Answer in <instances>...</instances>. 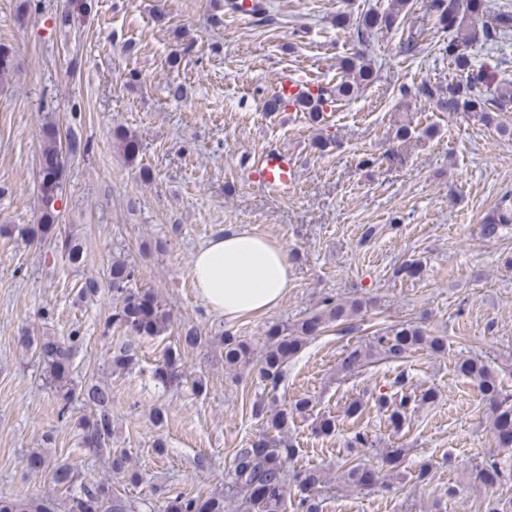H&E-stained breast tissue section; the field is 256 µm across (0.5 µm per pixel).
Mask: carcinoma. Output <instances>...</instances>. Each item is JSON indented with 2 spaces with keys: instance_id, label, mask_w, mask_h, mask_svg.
<instances>
[{
  "instance_id": "cac0c4a2",
  "label": "carcinoma",
  "mask_w": 512,
  "mask_h": 512,
  "mask_svg": "<svg viewBox=\"0 0 512 512\" xmlns=\"http://www.w3.org/2000/svg\"><path fill=\"white\" fill-rule=\"evenodd\" d=\"M408 0H393L391 8L382 13L367 14L356 30L358 40L373 28L390 29ZM426 6L435 15L442 29L448 31V42L440 51L453 65L457 79L448 81V87L435 92L426 84L416 88V96L434 102L442 112H463L478 121L494 126L498 133L512 139V82H499L493 93L486 87L490 75L474 68L467 48L474 42H482L494 49L505 36L512 32V11L488 10L484 0H426ZM343 75L333 86H317L318 100H306L303 107L321 114V103L333 104L356 97L373 82L372 63L362 54L346 57L340 62ZM113 139L125 157L137 159L140 142L125 127L113 131ZM81 149V142L64 137L59 123L47 121L41 124L40 180L38 194L41 202L39 224L18 229L20 235L33 243L51 239L55 251L73 267L80 268L87 262V251L82 242L61 230L58 224L60 210L56 203L63 201L65 191V161L69 152ZM512 227V193L499 197L483 219L482 230L491 239ZM137 273L132 264L119 258L112 260L107 278L112 292L119 298L112 314L105 322L104 333L115 330L126 340L113 356V364L127 368L137 356L134 339L138 336H160L171 324L170 311L163 307L155 295L134 286ZM363 301L337 300L332 296L322 298L320 309L288 326L277 325L269 329L265 340L266 350L261 358L258 378L267 389L265 395L252 404V413L267 421L275 434L251 441L235 451L231 461L232 490H241L246 496L249 512H283L287 499L294 498L299 512H318L316 496L324 483L323 471L305 468L294 475L289 483L285 473L287 462L295 455L294 445L279 436L288 428V420L306 415L312 407L307 398L297 399L286 409L277 408L274 393L284 376L288 362L299 353L308 340L318 336L329 326L340 325L360 314ZM40 362L44 363L50 383L60 401V415L67 414L73 403L81 402L90 408V414L80 418L77 428L81 447L111 459V471L125 473L129 461L123 455L112 454V390L90 381L82 386L73 383L70 370L75 360L80 339L25 338ZM204 343L202 334L194 327L181 331L179 344L185 349H197ZM224 363L250 369L253 365L251 344L237 336L225 334ZM433 354L447 353L448 341L434 336L411 322H400L382 334L348 348L337 366V374L349 376L360 372L372 363L385 359L405 358L417 350ZM459 373L476 382L479 391L488 401L491 411V432L501 448H512V395H505L496 376L479 356L458 360ZM183 372L177 355L168 353L156 369L155 377L164 386L180 383ZM416 402V395L405 390V379L396 377L388 391L379 394L377 405L388 413L395 428H400L406 410ZM502 474L500 463L489 459L475 466V478L492 485ZM51 483L67 494V512H134L131 500L114 488L112 479L82 480L65 462H57L50 468ZM341 481L360 489H371L382 479L380 471L355 461H348L340 475ZM0 512H57L56 500L51 497L27 498L0 495ZM160 512H224V497L220 495H177L168 498Z\"/></svg>"
}]
</instances>
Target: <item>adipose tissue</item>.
I'll return each instance as SVG.
<instances>
[{"label": "adipose tissue", "mask_w": 512, "mask_h": 512, "mask_svg": "<svg viewBox=\"0 0 512 512\" xmlns=\"http://www.w3.org/2000/svg\"><path fill=\"white\" fill-rule=\"evenodd\" d=\"M192 278L204 303L225 317L271 311L290 286L286 250L247 232L216 236L192 262Z\"/></svg>", "instance_id": "obj_1"}]
</instances>
